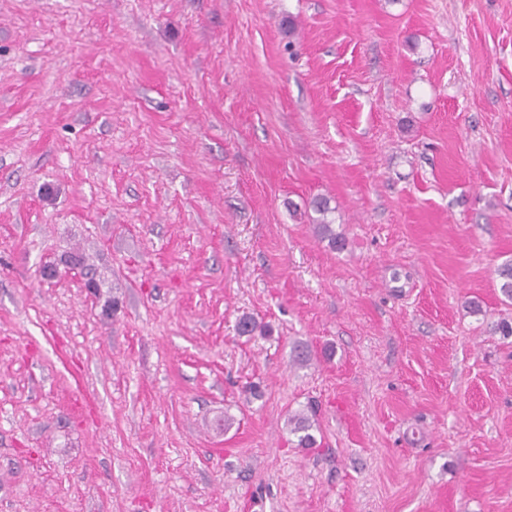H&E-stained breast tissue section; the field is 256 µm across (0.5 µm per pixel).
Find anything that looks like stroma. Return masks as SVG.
I'll return each instance as SVG.
<instances>
[{
	"label": "stroma",
	"instance_id": "1",
	"mask_svg": "<svg viewBox=\"0 0 512 512\" xmlns=\"http://www.w3.org/2000/svg\"><path fill=\"white\" fill-rule=\"evenodd\" d=\"M509 260L512 0H0V512H512ZM310 206L315 213L320 215L315 226L317 233L321 238H327L332 248H343L345 239L341 235L336 234L332 224L327 221L326 216L330 212L329 200L324 197H316L310 202Z\"/></svg>",
	"mask_w": 512,
	"mask_h": 512
}]
</instances>
